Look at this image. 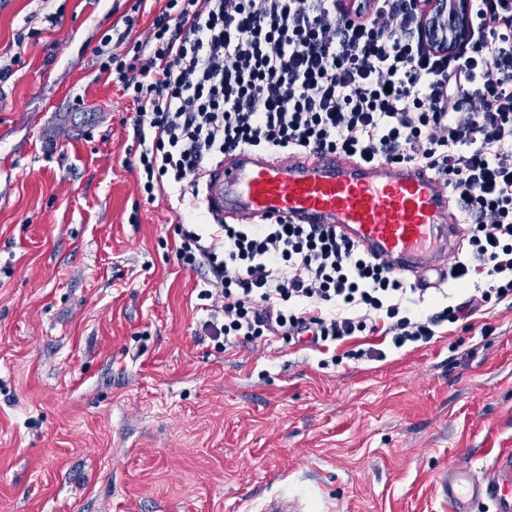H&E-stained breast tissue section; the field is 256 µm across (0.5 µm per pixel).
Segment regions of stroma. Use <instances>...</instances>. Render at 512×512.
Masks as SVG:
<instances>
[{"mask_svg": "<svg viewBox=\"0 0 512 512\" xmlns=\"http://www.w3.org/2000/svg\"><path fill=\"white\" fill-rule=\"evenodd\" d=\"M135 0H0V512H449L435 473L512 452V303L395 348L203 329L206 209L146 200L104 42Z\"/></svg>", "mask_w": 512, "mask_h": 512, "instance_id": "stroma-1", "label": "stroma"}]
</instances>
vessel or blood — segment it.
<instances>
[{"mask_svg":"<svg viewBox=\"0 0 512 512\" xmlns=\"http://www.w3.org/2000/svg\"><path fill=\"white\" fill-rule=\"evenodd\" d=\"M201 186L214 223L285 217L333 224L418 288L446 283L448 258L465 236L449 208L446 181L414 164L332 154L281 159L242 150L208 167ZM435 482L452 512H479L487 502L493 512H512L511 452L498 454L490 472L452 464Z\"/></svg>","mask_w":512,"mask_h":512,"instance_id":"obj_1","label":"vessel or blood"}]
</instances>
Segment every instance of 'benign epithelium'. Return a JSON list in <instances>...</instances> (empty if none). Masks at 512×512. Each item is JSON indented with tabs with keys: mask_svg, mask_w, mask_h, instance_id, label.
Segmentation results:
<instances>
[{
	"mask_svg": "<svg viewBox=\"0 0 512 512\" xmlns=\"http://www.w3.org/2000/svg\"><path fill=\"white\" fill-rule=\"evenodd\" d=\"M424 43L441 55H456L470 38L469 0H413Z\"/></svg>",
	"mask_w": 512,
	"mask_h": 512,
	"instance_id": "obj_1",
	"label": "benign epithelium"
}]
</instances>
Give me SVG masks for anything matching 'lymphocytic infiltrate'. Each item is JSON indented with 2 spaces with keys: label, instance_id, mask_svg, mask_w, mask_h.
Returning a JSON list of instances; mask_svg holds the SVG:
<instances>
[{
  "label": "lymphocytic infiltrate",
  "instance_id": "lymphocytic-infiltrate-1",
  "mask_svg": "<svg viewBox=\"0 0 512 512\" xmlns=\"http://www.w3.org/2000/svg\"><path fill=\"white\" fill-rule=\"evenodd\" d=\"M104 72L138 105L147 199L198 195L206 162L252 150L413 163L443 176L466 252L467 301L418 307L384 262L322 224L180 227L179 266L205 270V331L336 342L382 320L400 348L482 303L512 299V0H477L467 49L433 53L411 0H167Z\"/></svg>",
  "mask_w": 512,
  "mask_h": 512
}]
</instances>
